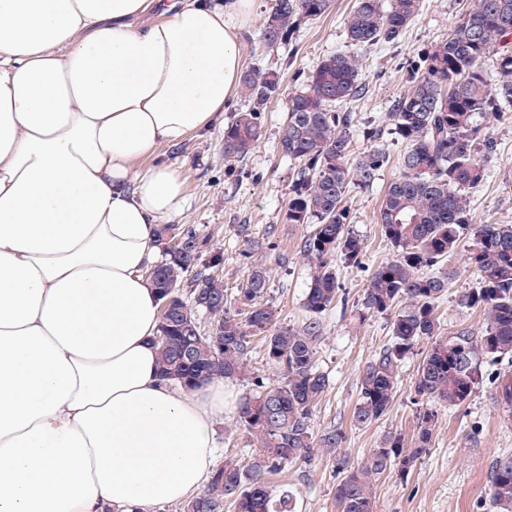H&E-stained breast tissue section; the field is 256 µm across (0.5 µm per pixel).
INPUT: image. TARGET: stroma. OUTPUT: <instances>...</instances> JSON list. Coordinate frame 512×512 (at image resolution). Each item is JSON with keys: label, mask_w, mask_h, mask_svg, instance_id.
Wrapping results in <instances>:
<instances>
[{"label": "stroma", "mask_w": 512, "mask_h": 512, "mask_svg": "<svg viewBox=\"0 0 512 512\" xmlns=\"http://www.w3.org/2000/svg\"><path fill=\"white\" fill-rule=\"evenodd\" d=\"M354 0H331L320 18L301 22L296 48L269 47L263 25L275 0H257L256 17L243 35V64L274 69L281 77L277 95L265 112L263 137L244 160L224 161V126L188 136L175 147L165 146L161 158L175 163L185 185L182 209L169 217L177 228L191 226L209 238L208 251L219 254L216 274L227 290H235L253 267H263L270 279L267 301L279 323L300 324L306 317L303 300L308 287L310 263L301 248L310 234L308 224H288V205L294 163L278 149L279 130L287 116L290 96L301 90L306 75L327 55L352 50L345 18ZM474 0H420L415 19L396 43L356 51L360 60L363 95L342 104L353 113L358 129L377 128L374 140L357 138V148L375 146L389 163L370 189L349 194L350 228L365 242L361 266L337 262L336 273L346 292L323 317L324 333L318 344L317 367L329 377L312 420L314 431L341 426L345 440L339 453L319 450L310 461L286 465L269 476L270 490L288 485L297 493V512H338L336 487L345 475L344 464L367 460L373 448L387 436L411 441L417 430L419 403L413 389L418 364L429 343L420 341L398 370L397 392L391 408L380 420L361 426L352 419L358 402L357 376L391 340L394 312L361 313L363 290L373 270L392 258L394 250L382 235L378 209L388 182L398 173V158L405 146L391 130L388 114L393 103L411 89L414 67L422 63L434 45L447 38ZM486 135L497 149L488 163L485 184L470 195V210L477 224H512V112L486 122ZM461 274L441 302L440 335L461 328L480 335L485 314L460 308V291L473 279L461 268V256L451 259ZM482 383L460 407L440 409L431 445L408 474L391 470L373 483L374 512H488L486 486L492 463L512 456V413L500 405L496 386L501 376H512V361L484 366ZM219 459L249 460L259 446L236 419L217 425Z\"/></svg>", "instance_id": "obj_1"}]
</instances>
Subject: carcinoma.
<instances>
[{"instance_id": "cac0c4a2", "label": "carcinoma", "mask_w": 512, "mask_h": 512, "mask_svg": "<svg viewBox=\"0 0 512 512\" xmlns=\"http://www.w3.org/2000/svg\"><path fill=\"white\" fill-rule=\"evenodd\" d=\"M330 0H276L263 30L269 46L292 44L298 23L321 17ZM418 10V0H355L345 27L356 49L398 40ZM512 37V0H475L447 39L435 45L413 88L389 113L393 133L406 144L400 171L387 183L378 224L394 249L364 288L366 314L397 310L392 341L358 375L354 421L367 426L386 414L397 390L398 369L415 345L431 344L421 359L415 395L426 402L417 440L410 448L398 436L385 438L367 460L350 468L336 487L338 512H373V481L398 468L402 474L427 451L438 420L436 407H458L483 380L484 364L512 358V224L475 225L469 194L485 183L495 142L480 137L489 113L512 106V52L499 45ZM500 75L488 83L484 64ZM248 102L224 127V161L243 160L262 136L267 104L279 91V73L250 68L242 73ZM363 86L353 53L322 58L307 74L306 89L288 98L279 131L283 156L298 163L285 212L288 224H311L303 252L311 264L298 326L275 321L265 297L266 271L257 267L237 289L238 312L231 311L224 282L200 269L206 237L193 227L160 225L163 259L147 275L161 299L156 335L162 378L192 389L214 376L244 378L252 338L260 335L268 363L281 373L275 384L258 379L241 399L237 422L259 441L261 453L248 465L229 459L217 466L203 492L185 512H295V494L275 496L267 475L287 463L311 458L316 450L341 448L344 432L333 425L314 434L311 422L328 377L317 368L322 316L336 305L342 286L336 258L363 264L364 240L348 226L346 197L353 187L369 189L389 158L371 146L353 157L354 119L336 104L358 97ZM467 243L465 270L476 286L459 305L483 309L481 335L462 329L444 339L435 316L459 269L445 265ZM215 325L202 326V318ZM499 402L512 410V376L498 380ZM490 512H512V458L495 461L486 488Z\"/></svg>"}]
</instances>
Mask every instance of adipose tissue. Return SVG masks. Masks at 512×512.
Returning <instances> with one entry per match:
<instances>
[{
  "instance_id": "obj_1",
  "label": "adipose tissue",
  "mask_w": 512,
  "mask_h": 512,
  "mask_svg": "<svg viewBox=\"0 0 512 512\" xmlns=\"http://www.w3.org/2000/svg\"><path fill=\"white\" fill-rule=\"evenodd\" d=\"M254 17L0 0V512H155L208 482L238 398L160 378L145 271L184 200L158 149L222 119Z\"/></svg>"
}]
</instances>
